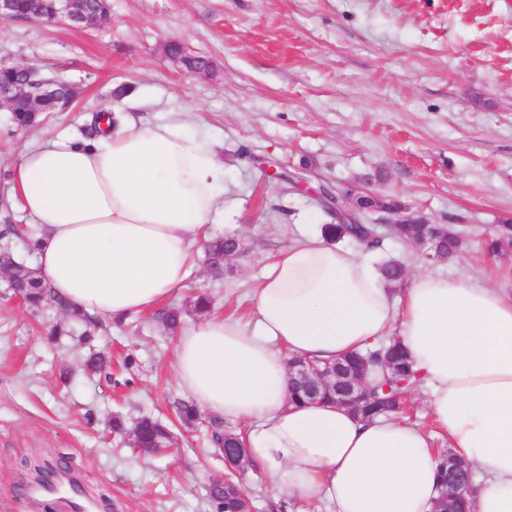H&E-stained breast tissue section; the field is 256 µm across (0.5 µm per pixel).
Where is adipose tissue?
Segmentation results:
<instances>
[{"mask_svg": "<svg viewBox=\"0 0 512 512\" xmlns=\"http://www.w3.org/2000/svg\"><path fill=\"white\" fill-rule=\"evenodd\" d=\"M99 128L89 146L63 136L25 152L14 191L55 292L112 320L183 283L208 225L224 221V164L178 122L104 116ZM299 235L266 266L248 319L215 314L181 332L177 385L246 423L248 457L275 493L335 512H433L440 457L429 434L290 398V359L333 360L395 335L449 448L476 475L469 512H512V294L421 272L396 295L372 252Z\"/></svg>", "mask_w": 512, "mask_h": 512, "instance_id": "obj_1", "label": "adipose tissue"}]
</instances>
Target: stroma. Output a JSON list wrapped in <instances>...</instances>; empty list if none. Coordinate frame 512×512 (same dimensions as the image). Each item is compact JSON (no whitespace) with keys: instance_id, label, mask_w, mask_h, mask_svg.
Returning <instances> with one entry per match:
<instances>
[{"instance_id":"obj_1","label":"stroma","mask_w":512,"mask_h":512,"mask_svg":"<svg viewBox=\"0 0 512 512\" xmlns=\"http://www.w3.org/2000/svg\"><path fill=\"white\" fill-rule=\"evenodd\" d=\"M98 28L41 20L0 22V57L37 63L77 83L78 103L16 129L0 111V199L12 194L14 162L30 146L65 134L87 140L93 113L119 104L148 122L185 115L186 130L224 163V223L242 254L217 276L195 249L191 272L161 309L106 322L94 344L112 358L110 378L87 376L79 335L46 339L64 318L0 295V512H73L72 497L31 493L47 466L75 477L100 512H212L211 481L224 463L175 426L172 376L180 330L212 313L247 318L265 266L299 224H326L325 188L352 202L372 190L408 213L453 225L458 256L425 260L396 239L390 212L364 213L383 239L381 259L406 275L443 271L512 289V241L487 239L512 224V0H108ZM208 58L186 74L168 40ZM30 227L17 206L0 208V229ZM178 311L179 331L160 311ZM147 416L173 428L165 454L150 456L113 435L109 422ZM240 488L256 512H328L326 504L275 497L260 467Z\"/></svg>"}]
</instances>
